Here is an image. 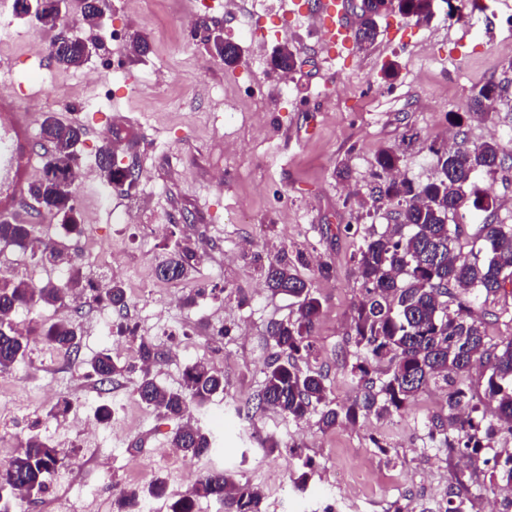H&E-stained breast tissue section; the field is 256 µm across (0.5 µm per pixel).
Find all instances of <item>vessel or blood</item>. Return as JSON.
Returning a JSON list of instances; mask_svg holds the SVG:
<instances>
[{"label": "vessel or blood", "instance_id": "obj_1", "mask_svg": "<svg viewBox=\"0 0 512 512\" xmlns=\"http://www.w3.org/2000/svg\"><path fill=\"white\" fill-rule=\"evenodd\" d=\"M312 21L333 42H347L351 26L343 0H313ZM33 115L15 98L0 97V217L16 214L28 202L34 181L37 146Z\"/></svg>", "mask_w": 512, "mask_h": 512}]
</instances>
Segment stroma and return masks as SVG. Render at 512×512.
Listing matches in <instances>:
<instances>
[{
    "label": "stroma",
    "mask_w": 512,
    "mask_h": 512,
    "mask_svg": "<svg viewBox=\"0 0 512 512\" xmlns=\"http://www.w3.org/2000/svg\"><path fill=\"white\" fill-rule=\"evenodd\" d=\"M265 14L245 24L227 23L220 7L203 0H112L106 25L120 32L100 55L120 64L121 83L103 76L83 80L81 69H63L49 55L54 30L11 19L12 38L0 42V92L15 95L43 120L54 113L82 125L79 150L85 173L76 185L78 210L88 236L112 246L110 263L82 262L89 280H121L129 303L103 324L95 306L40 307L17 315L18 324H79V353L57 357L44 343L0 375V437L13 448L36 435L68 449L47 492L29 499L26 512H113L112 485L167 479L156 512L192 489L199 471L223 470L239 483L259 487L261 512H336L355 496L354 512H444L450 474L460 457L433 440L428 420L445 412L429 389L404 413L321 431L315 419L288 420L254 409L273 353L271 322L294 317L285 295L264 285L270 259L287 256L322 302L308 367L322 371L336 403L351 402L348 374L354 348L347 341L353 305L361 294L353 257L362 239L341 232L362 224L383 233L392 209L377 200L376 156L397 150V178L426 182L435 172V148L445 146L441 127L468 111L475 87L494 81L512 100V10L502 0H482L479 11L448 19L435 0L429 21L396 16L378 19L374 45L330 44L311 26L301 0L288 13L286 0H266ZM223 27L241 57L229 68L209 54L204 28ZM148 43L130 49L133 37ZM288 45L298 65L281 76L271 64ZM395 64L394 79L384 68ZM234 102L235 111L224 109ZM119 133V165L136 164L137 188L105 187L95 154ZM456 139L478 144L512 137V107L498 106L489 121L454 129ZM350 176H336L340 166ZM207 251L181 282L160 281L156 265L176 244ZM132 327L120 335L117 325ZM160 354L156 382L177 388L184 369L202 361L224 375V392L196 411L212 428L220 452L171 459L162 455L179 419L139 401V343ZM111 350L123 372L108 389L88 375V362ZM112 421L95 435L78 422L94 417L102 401ZM70 412L49 418L55 404ZM307 473L305 486L293 478Z\"/></svg>",
    "instance_id": "stroma-1"
}]
</instances>
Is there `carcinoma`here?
<instances>
[{"mask_svg":"<svg viewBox=\"0 0 512 512\" xmlns=\"http://www.w3.org/2000/svg\"><path fill=\"white\" fill-rule=\"evenodd\" d=\"M431 0H399V12L425 19ZM377 15L372 0H363L355 39L371 46L378 36ZM44 25L56 31L61 41L53 54L55 62L66 68L80 67L89 61L86 43L72 33L65 17L47 11ZM227 66L234 65L239 47L227 42L213 46ZM273 60L283 71L296 67V56L288 46L274 51ZM504 88L494 82L479 86L471 96V111L457 113L454 120L485 119L493 103L503 97ZM83 129L48 115L40 127V137L52 145L43 166V177L33 188L32 197L59 218L69 234L81 233L77 220L76 195L59 188L48 175L62 176L76 183L83 158L78 151ZM512 155L506 145L490 139L476 145L461 142L438 155L439 169L433 179L415 184L391 177L398 169L400 156L382 150L377 164L382 173L378 199L396 209L399 223L388 232H366L354 257L355 270L363 285L361 298L354 304L348 341L356 348L349 376L360 390V397L348 405L330 398L326 376L320 370L302 368L299 361L313 352L312 333L322 304L309 283L288 265L284 258L268 262L266 287L274 294L287 295L298 304L297 315L270 324L272 361L264 372L255 409L272 408L288 419L301 422L318 414L322 431L338 425H354L359 418H387L406 411L430 387L445 389L448 413L431 423V435L448 449V455L472 454L470 466L476 474L491 472L487 489L495 491L496 478L512 484V453L500 459L480 457L483 448L493 447L495 439L512 434V336L496 339L489 335L484 316L499 317L487 309L499 296L512 297V224H496L491 217L495 203L478 185V178H491ZM104 183L123 177V167L114 161L112 142H104L95 156ZM483 217L476 240L462 243L467 218ZM18 248L30 263L65 267L64 281L34 282L24 278L0 276V374H8L25 359L30 345L44 342L69 355L77 344L79 327L70 319L51 324L32 323L26 332L18 331L14 317L36 307H63L74 296L85 293L89 302L122 310L128 302L124 284L110 280L102 288L82 284L79 265L66 247L49 245L35 224L0 221V249ZM194 252L177 246L170 258L156 267V276L169 282L187 278ZM141 377L139 400L170 417H181L192 407H204L224 393V376L205 362H195L183 372L181 387L160 386L150 367L158 356L143 342L139 347ZM385 361V379L374 377L375 364ZM486 367L485 398L496 404L495 418L485 416L474 402L467 382L470 368ZM88 374L101 387L112 383V376L123 371L104 350L88 363ZM170 447L193 456L211 452L212 440L201 427L184 424L172 435ZM71 458L64 448L51 446L33 435L20 450L0 465V488L43 492L57 467ZM165 481L159 480L145 495L138 489L116 498V512H144L146 499L163 495ZM200 498L224 502V512H260L261 492L236 484L222 470L200 475L191 492L170 505V512H196Z\"/></svg>","mask_w":512,"mask_h":512,"instance_id":"1","label":"carcinoma"}]
</instances>
